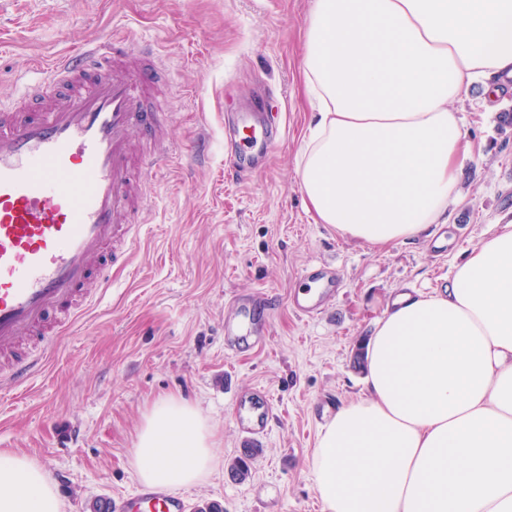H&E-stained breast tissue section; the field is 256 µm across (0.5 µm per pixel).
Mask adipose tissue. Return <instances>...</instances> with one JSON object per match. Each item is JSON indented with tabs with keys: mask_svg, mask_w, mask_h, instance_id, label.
Here are the masks:
<instances>
[{
	"mask_svg": "<svg viewBox=\"0 0 512 512\" xmlns=\"http://www.w3.org/2000/svg\"><path fill=\"white\" fill-rule=\"evenodd\" d=\"M296 161L318 223L383 249L447 223L473 149L454 105L512 76V0H313ZM360 395L321 428L323 512H512V224L446 288L399 295L365 345ZM216 433L157 399L131 464L143 485L204 482ZM0 512H60L36 459L0 453Z\"/></svg>",
	"mask_w": 512,
	"mask_h": 512,
	"instance_id": "adipose-tissue-1",
	"label": "adipose tissue"
}]
</instances>
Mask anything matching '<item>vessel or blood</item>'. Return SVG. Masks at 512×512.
Listing matches in <instances>:
<instances>
[{"instance_id":"b4317fda","label":"vessel or blood","mask_w":512,"mask_h":512,"mask_svg":"<svg viewBox=\"0 0 512 512\" xmlns=\"http://www.w3.org/2000/svg\"><path fill=\"white\" fill-rule=\"evenodd\" d=\"M142 57L115 37L98 39L40 62L42 84L0 107V355L14 358L0 387L21 386L47 362L44 352L15 359L22 339L70 330L90 289L104 290L113 266L128 261L145 177L175 155L168 147L134 154L135 139H151L170 117L150 105L159 75ZM277 132L265 122H243L231 168H243L252 154L269 155ZM266 332L253 316L224 322L231 344L242 336L263 342ZM238 427L246 445L256 446L265 411L241 406ZM146 507L188 512L173 492L144 486L111 505L113 512Z\"/></svg>"}]
</instances>
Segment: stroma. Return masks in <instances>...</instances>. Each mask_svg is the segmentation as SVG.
<instances>
[{
    "mask_svg": "<svg viewBox=\"0 0 512 512\" xmlns=\"http://www.w3.org/2000/svg\"><path fill=\"white\" fill-rule=\"evenodd\" d=\"M310 0H0V106L38 81V59L73 52L108 33L148 45L162 73L171 122L160 142L176 157L150 175L138 241L126 267L59 337L41 373L0 391V452L37 458L55 477L62 512L130 495V457L158 398L197 405L219 434L214 470L187 488L190 508L322 512L309 467L318 433L361 390L355 360L389 301L446 287L461 254L512 221V78L496 99L456 108L473 143L470 175L449 223L430 237L378 249L317 223L300 191L296 159L309 120L299 79ZM276 120L284 138L259 172L224 176L239 117ZM341 281L320 314L293 302L309 267ZM266 293L265 341L224 345L233 302ZM261 395L265 436L245 480L230 468L245 446L235 403Z\"/></svg>",
    "mask_w": 512,
    "mask_h": 512,
    "instance_id": "35a3bbf8",
    "label": "stroma"
}]
</instances>
